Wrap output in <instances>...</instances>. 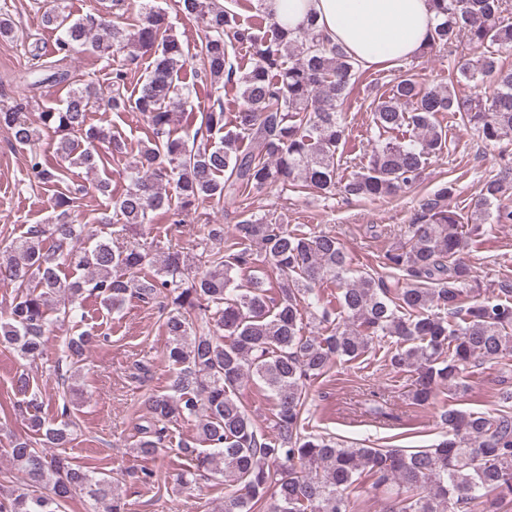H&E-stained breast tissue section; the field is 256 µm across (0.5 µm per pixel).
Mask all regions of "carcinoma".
<instances>
[{
	"instance_id": "obj_1",
	"label": "carcinoma",
	"mask_w": 512,
	"mask_h": 512,
	"mask_svg": "<svg viewBox=\"0 0 512 512\" xmlns=\"http://www.w3.org/2000/svg\"><path fill=\"white\" fill-rule=\"evenodd\" d=\"M264 18L246 22L224 8L223 0H178V11L196 19L200 49L185 52L172 34L168 13L144 0L141 17L125 26L106 15L124 9L125 0H103L101 8L78 18L65 0H49L41 20L58 32L61 58L29 69L32 87L69 80L66 60L92 50L121 55L108 90L90 78L69 87L61 108L28 118L31 99L0 105V127L16 144L31 148L34 180L63 184L56 215L0 248V280L15 288L9 310L0 315V347L29 362L44 358L46 335L55 322L81 315L84 295L95 296L112 312L126 298L162 299L168 336L167 359L177 371L165 392L146 405L149 438L137 446L142 456L164 451L167 425L198 421L195 468L224 477L227 491L217 512H351L349 493L363 478L389 490L385 512H498L512 499V392L502 397L496 416L450 405L440 414L446 435L429 448H342L332 437L305 431L312 381L343 359L355 361L386 343L391 367L409 374L412 398L429 405L448 391L462 389L460 375L477 358L512 354V290L483 294L471 267L460 259L468 240L484 224H512V170L489 178L471 211L470 224L448 207L456 182L423 197L409 225L408 243L386 251L387 276L364 273L349 281L340 240L329 233L290 231L243 210L226 235L224 225H206L207 265L193 268L177 253L160 260L155 277H140L154 262L138 242L153 213L182 224L207 201L235 200L268 187L309 189L321 197L341 192L369 201L391 200L422 178L430 157L448 149V131L436 123L442 112L459 117L487 145L512 142V67L501 54L512 50V23L505 12L512 0H430L437 22L423 51L453 52L461 38L479 50L459 74L489 95L458 96L453 83L426 87L407 74L371 103L374 136L366 163L348 178L338 176L345 145L343 106L358 85V64L326 40L315 21L290 28L277 22L258 0ZM249 53L237 62V49ZM149 61L145 80L127 94L126 69ZM209 82L211 104L199 113V126L176 135L180 122L171 105L194 108V85L187 66ZM238 90L234 129L224 123V88ZM140 113L153 132L125 171L128 185L114 201L124 224V244L69 220L86 186L70 180L75 170L97 171L125 144L112 128L87 122L90 112ZM53 141L56 161L32 150L43 137ZM258 144L263 161L243 148ZM66 265L82 275L67 281ZM264 267L275 275L256 274ZM250 286H234L235 276ZM336 285L340 318L319 304L316 290ZM317 321V333L302 334L303 314ZM96 342L84 331L64 342L53 372L64 393L55 418L30 413L38 393H29L22 373L18 391L30 399L16 405L27 433L9 436L15 466L26 479L0 490V512H64V503L82 494L123 512L117 492L83 466L45 452L71 440L76 425L71 406L79 389L74 368ZM250 380L263 383L274 399L275 432L266 434L242 404L239 393Z\"/></svg>"
}]
</instances>
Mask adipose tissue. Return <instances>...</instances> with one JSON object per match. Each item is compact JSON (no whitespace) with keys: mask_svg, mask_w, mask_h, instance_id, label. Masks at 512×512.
<instances>
[{"mask_svg":"<svg viewBox=\"0 0 512 512\" xmlns=\"http://www.w3.org/2000/svg\"><path fill=\"white\" fill-rule=\"evenodd\" d=\"M264 5L292 28L315 19L318 29L364 68L414 57L435 24L429 0H265Z\"/></svg>","mask_w":512,"mask_h":512,"instance_id":"1","label":"adipose tissue"}]
</instances>
